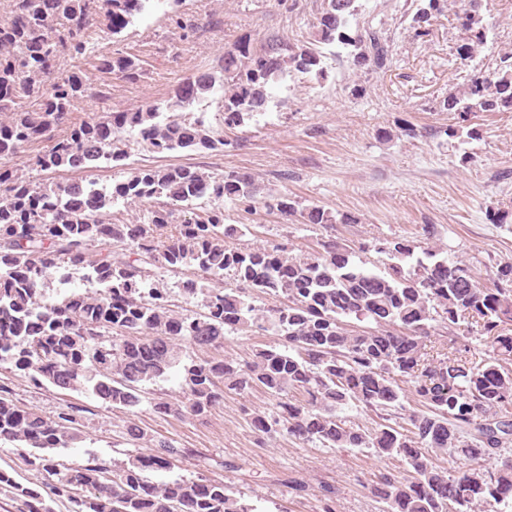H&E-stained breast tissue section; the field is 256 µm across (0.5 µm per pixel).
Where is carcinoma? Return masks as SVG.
I'll return each mask as SVG.
<instances>
[{
	"label": "carcinoma",
	"mask_w": 512,
	"mask_h": 512,
	"mask_svg": "<svg viewBox=\"0 0 512 512\" xmlns=\"http://www.w3.org/2000/svg\"><path fill=\"white\" fill-rule=\"evenodd\" d=\"M147 0H11L10 16L0 20V363H9L37 386L92 394L116 408H133L143 387L180 368L182 396L155 403L161 415L205 417L224 391L259 390L275 412L255 411L254 433L287 435L325 448H367L396 459L402 470L380 473L373 494L380 512H512V264L497 268L482 285L468 267L430 250L415 256L405 238L383 240L377 252L393 260L382 274L353 260L355 250L336 239L318 242L310 257L287 248H241L228 243L224 198L253 199L259 193L247 175L213 177L193 163L138 164L107 190L96 182L48 180L62 172L91 171L102 158L127 159L123 133L137 131L157 154L203 153L224 149L221 133L189 114H175L224 84V124L264 109L271 83L296 72L326 77L322 55L307 45L270 38L255 50L242 40L210 69L185 79L167 101L173 115L161 118L149 103L133 112H112L81 122L71 118L75 100L108 92L89 82L86 71L61 77L60 62L87 51L99 19L108 34L122 32ZM354 0H323L314 23V41L350 44L344 32ZM482 0H465L462 25L468 50L486 43ZM356 65L383 69L385 39L368 34L354 54ZM95 69L128 81L142 73L139 61L115 53ZM447 110L461 117L477 112H512V55L491 73L475 74L448 95ZM41 148H34L36 144ZM31 151L26 169L11 165ZM202 202L195 218L174 223L173 206ZM149 204L142 224L116 223L112 208ZM267 207L288 218L331 230L348 219L321 206L298 209L279 195ZM125 244L130 256H114ZM415 258L404 268L402 262ZM190 269L182 284L201 296V311L176 310L156 269ZM78 271L98 284L55 299L50 283L66 284L59 272ZM229 274L236 282L222 283ZM282 296L285 301L257 307L246 291ZM477 319L480 340L497 355L481 361L455 352L432 365L425 362L424 339L442 333L453 345L459 322ZM375 328L353 331L350 321ZM258 329L277 341L254 350L249 361L191 360L187 349L224 347V335ZM408 383L417 404H403ZM376 414L372 431L345 425L338 411L349 403ZM82 408L66 403L51 417L17 405L0 385V441L32 448V469L57 477L52 494L65 497L71 512H254L224 481L155 483L147 473L194 457L189 448L167 442L107 473L97 465H73L61 472L42 452L69 448L81 439ZM453 453L474 465L453 473L435 457ZM495 459L485 466L480 461ZM0 489L23 499L27 512H52L36 489L0 470Z\"/></svg>",
	"instance_id": "carcinoma-1"
}]
</instances>
